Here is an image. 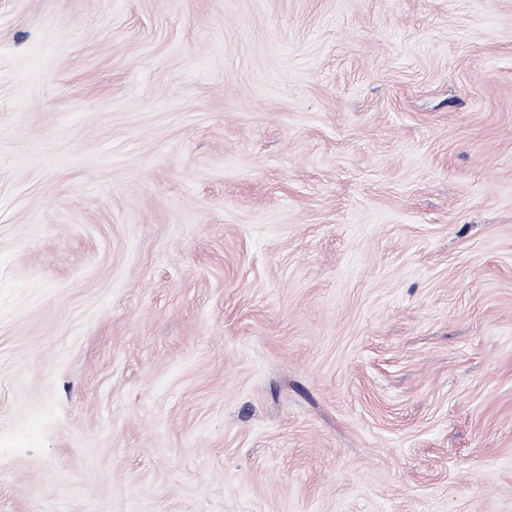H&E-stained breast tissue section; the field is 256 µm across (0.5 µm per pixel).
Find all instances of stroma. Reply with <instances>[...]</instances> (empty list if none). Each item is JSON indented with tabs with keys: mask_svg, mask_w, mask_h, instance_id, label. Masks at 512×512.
<instances>
[{
	"mask_svg": "<svg viewBox=\"0 0 512 512\" xmlns=\"http://www.w3.org/2000/svg\"><path fill=\"white\" fill-rule=\"evenodd\" d=\"M0 512H512V0H0Z\"/></svg>",
	"mask_w": 512,
	"mask_h": 512,
	"instance_id": "obj_1",
	"label": "stroma"
}]
</instances>
